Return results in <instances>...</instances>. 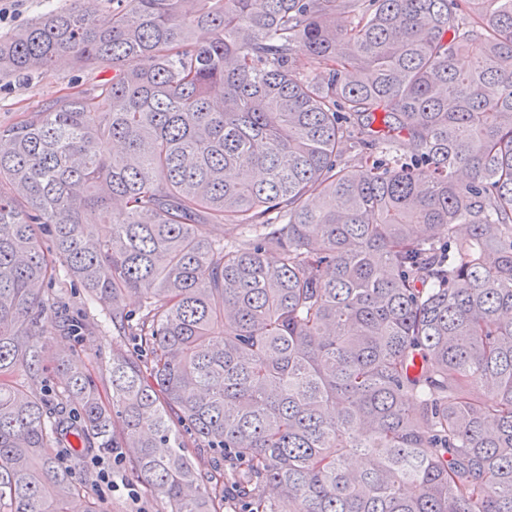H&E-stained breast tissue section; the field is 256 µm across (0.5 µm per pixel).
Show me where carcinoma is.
<instances>
[{
	"label": "carcinoma",
	"instance_id": "obj_1",
	"mask_svg": "<svg viewBox=\"0 0 512 512\" xmlns=\"http://www.w3.org/2000/svg\"><path fill=\"white\" fill-rule=\"evenodd\" d=\"M101 2L0 38L4 78L107 73L0 126L7 512H67L55 447L212 512L180 424L249 512H512V0ZM68 281L150 361L112 352L105 402L61 359L54 414L12 377Z\"/></svg>",
	"mask_w": 512,
	"mask_h": 512
}]
</instances>
